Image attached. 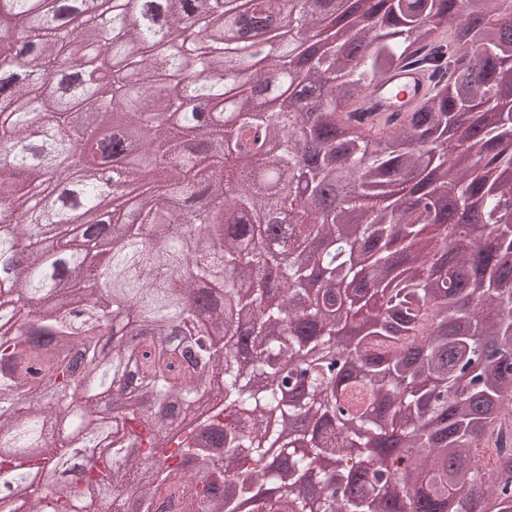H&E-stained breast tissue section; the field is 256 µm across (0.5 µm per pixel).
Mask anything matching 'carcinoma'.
<instances>
[{"mask_svg":"<svg viewBox=\"0 0 512 512\" xmlns=\"http://www.w3.org/2000/svg\"><path fill=\"white\" fill-rule=\"evenodd\" d=\"M0 0V211L28 209L47 159H83L141 127L125 176L135 205L108 209L91 170L80 202L109 229L77 239L69 216L0 233V503L8 512H512V0H377L376 20L298 55L325 19L286 0H166L174 41L138 0ZM294 15L267 38L265 68L237 45H202L213 23L247 29ZM138 72L131 85L112 58ZM88 64L67 101L44 84ZM432 87L378 133L349 111L401 64ZM242 72L224 149V71ZM190 82L170 96L168 74ZM296 85L288 106L262 98ZM219 100L213 112L189 105ZM281 142L273 159L267 140ZM208 154L212 180L196 172ZM340 189L326 205L323 173ZM460 210L483 233L457 243ZM358 213L361 222L350 223ZM58 227L59 269L43 226ZM370 255L361 267L349 240ZM306 304L296 306L300 295ZM259 307L224 316V302ZM112 453L37 482L73 449ZM310 451L290 463L280 449ZM329 448L312 502L294 484Z\"/></svg>","mask_w":512,"mask_h":512,"instance_id":"obj_1","label":"carcinoma"}]
</instances>
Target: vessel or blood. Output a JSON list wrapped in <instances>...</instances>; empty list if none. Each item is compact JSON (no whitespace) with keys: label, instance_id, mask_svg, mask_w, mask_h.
<instances>
[{"label":"vessel or blood","instance_id":"vessel-or-blood-1","mask_svg":"<svg viewBox=\"0 0 512 512\" xmlns=\"http://www.w3.org/2000/svg\"><path fill=\"white\" fill-rule=\"evenodd\" d=\"M426 76L415 67L403 66L394 70L384 84L364 94L363 108L368 112H405L426 93Z\"/></svg>","mask_w":512,"mask_h":512}]
</instances>
